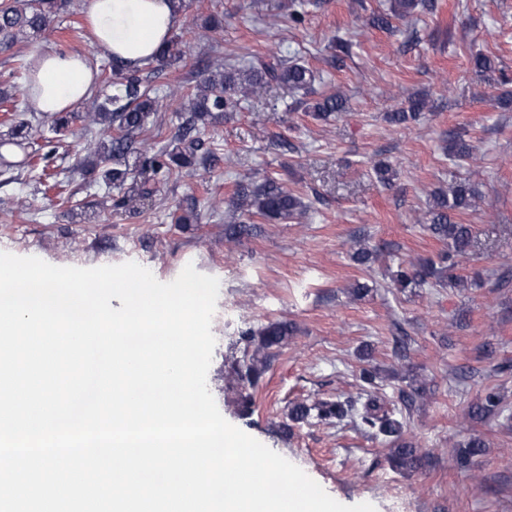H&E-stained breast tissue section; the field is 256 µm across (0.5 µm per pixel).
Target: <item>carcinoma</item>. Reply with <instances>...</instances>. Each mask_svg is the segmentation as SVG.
Returning <instances> with one entry per match:
<instances>
[{
	"instance_id": "1",
	"label": "carcinoma",
	"mask_w": 512,
	"mask_h": 512,
	"mask_svg": "<svg viewBox=\"0 0 512 512\" xmlns=\"http://www.w3.org/2000/svg\"><path fill=\"white\" fill-rule=\"evenodd\" d=\"M69 0H27L23 7H17L9 0L0 3V49L10 50L17 43L40 35L52 18L64 10ZM418 6V0H390L391 14L377 15L371 25L381 30L392 28L391 18L402 19L411 14ZM181 36L174 35L155 57V61L164 65L182 58L177 50ZM195 66L206 73L194 98L191 99L188 112L190 118L182 125L179 141H189L187 151L175 147L168 159L163 155L146 156L141 165L156 170L168 167L172 162L178 166L192 165V159L198 144L190 138L198 122L215 112H231L241 103L252 97L262 95L271 85L286 86L295 93L305 95L314 93L316 73L304 63L285 55H254L246 63L229 64L219 67L211 62L197 60ZM113 79L124 87V95L111 97L99 105L97 116L107 128L116 130V134H103L99 139L95 155L102 165V178L118 189L121 196L112 200L115 208H129L143 201L151 194L150 189L133 176V165L128 155L135 140L133 135L144 129L150 113L156 111V98L152 89L145 85L141 70H128L114 61H109ZM346 99L339 94H324L312 106L314 116L327 120L345 111ZM429 108L424 97L408 101V107L390 112L386 121L395 126L418 122ZM474 146L458 136H448V159L463 161L471 157ZM477 192L469 184L459 182L452 186L447 194H437L427 213V229L438 239L450 242L451 250L440 254L439 261L419 259L401 261L397 269L391 272V282L398 288L422 287L435 280L451 287L463 283L457 274L459 259L469 254L472 247L470 225L457 221L474 206ZM234 211L240 214L236 224L225 228V236L230 241L237 240L253 218L263 220H287L303 213L306 206L301 198L281 183L267 179L258 186H239L236 198L232 201ZM294 334V327L286 321L271 322L258 331L246 330L242 333L245 342L242 359L239 360L227 380V388H239L246 384L255 385L269 366L271 350L288 342ZM317 411L320 418L334 417L341 420L348 416L349 408L342 403H318L312 406L298 404L291 410V419L304 421ZM376 400H367L359 415L361 423L378 433L392 439L396 448L392 449V464L401 469H414L421 466L424 453L412 443L401 441L403 423L386 413L378 414Z\"/></svg>"
}]
</instances>
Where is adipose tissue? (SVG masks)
Returning <instances> with one entry per match:
<instances>
[{"label": "adipose tissue", "instance_id": "adipose-tissue-1", "mask_svg": "<svg viewBox=\"0 0 512 512\" xmlns=\"http://www.w3.org/2000/svg\"><path fill=\"white\" fill-rule=\"evenodd\" d=\"M82 8L93 43L128 69L153 59L179 21L174 0H82ZM97 79L86 52L49 49L32 63L28 97L36 111L64 114L90 94Z\"/></svg>", "mask_w": 512, "mask_h": 512}]
</instances>
